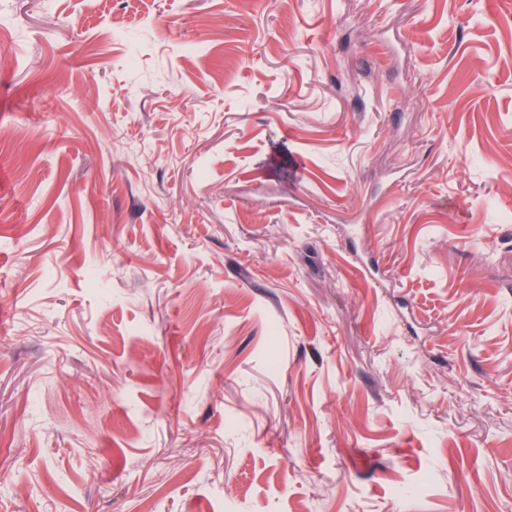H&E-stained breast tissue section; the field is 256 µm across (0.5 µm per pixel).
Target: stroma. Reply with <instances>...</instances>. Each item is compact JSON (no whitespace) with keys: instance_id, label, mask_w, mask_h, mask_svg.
Wrapping results in <instances>:
<instances>
[{"instance_id":"stroma-1","label":"stroma","mask_w":512,"mask_h":512,"mask_svg":"<svg viewBox=\"0 0 512 512\" xmlns=\"http://www.w3.org/2000/svg\"><path fill=\"white\" fill-rule=\"evenodd\" d=\"M0 512H512V0H0Z\"/></svg>"}]
</instances>
